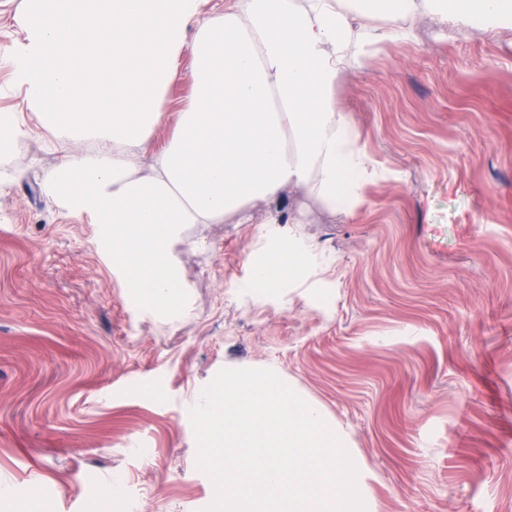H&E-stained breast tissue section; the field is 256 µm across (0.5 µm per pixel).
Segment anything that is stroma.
<instances>
[{
    "mask_svg": "<svg viewBox=\"0 0 512 512\" xmlns=\"http://www.w3.org/2000/svg\"><path fill=\"white\" fill-rule=\"evenodd\" d=\"M39 5L0 0V110L23 109L9 55ZM404 27L336 83L366 165L353 212L287 187L256 223L185 226L168 305L56 204L63 155L27 119L0 160V512L35 485L56 512H99L113 484L112 512H203L189 411L221 369L253 366L349 438L374 512H512V30ZM176 64L157 152L190 102V50ZM288 245L298 275L255 285Z\"/></svg>",
    "mask_w": 512,
    "mask_h": 512,
    "instance_id": "35a3bbf8",
    "label": "stroma"
}]
</instances>
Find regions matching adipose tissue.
Wrapping results in <instances>:
<instances>
[{
	"mask_svg": "<svg viewBox=\"0 0 512 512\" xmlns=\"http://www.w3.org/2000/svg\"><path fill=\"white\" fill-rule=\"evenodd\" d=\"M199 0H58L22 13L10 57L23 105L67 153L48 182L59 206L103 225L113 256L149 297L173 288L171 240L188 224H248L258 203L290 185L349 212L364 169L336 102L345 64L367 67L374 46L420 12L458 33L512 29V0H236L184 31ZM383 17L386 27L368 26ZM194 59L193 95L167 147L152 152L166 90ZM76 141L89 150L72 153ZM151 156L150 170L142 159Z\"/></svg>",
	"mask_w": 512,
	"mask_h": 512,
	"instance_id": "obj_1",
	"label": "adipose tissue"
}]
</instances>
